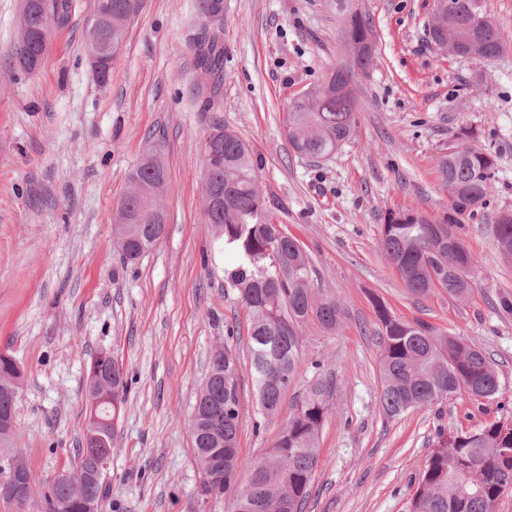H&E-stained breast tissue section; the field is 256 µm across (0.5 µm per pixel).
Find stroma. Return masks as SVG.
Here are the masks:
<instances>
[{"label":"stroma","instance_id":"1","mask_svg":"<svg viewBox=\"0 0 512 512\" xmlns=\"http://www.w3.org/2000/svg\"><path fill=\"white\" fill-rule=\"evenodd\" d=\"M329 0H224V81L203 110L189 38L194 0H142L107 83L89 64L93 0H72L52 21L44 61L20 71L12 53L23 0H0V351L22 373L18 439L36 483L76 461L85 419V370L110 352L129 382L100 512H191L202 494L187 422L225 327L244 311L224 283L231 254L217 249L204 199L203 141L219 122L261 166L271 220L296 238L311 283L335 298L345 323L301 333L303 365L277 415L253 427L257 402L241 364V477L276 442L313 377L332 381L319 462L304 512H406L437 428L473 430L512 417V262L491 227L512 210V0H487L508 48L497 59L437 50L425 25L432 0H359L373 26V67L355 76L356 125L336 154L297 156L288 106L346 60ZM489 147L491 192L461 218L479 265L468 297L409 293L380 242L388 211L443 220L438 173L448 147ZM157 151L168 177L162 241L125 263L112 217L128 174ZM480 348L501 380L492 404L467 393L390 420L378 400L374 303Z\"/></svg>","mask_w":512,"mask_h":512}]
</instances>
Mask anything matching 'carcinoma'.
I'll return each instance as SVG.
<instances>
[{
  "label": "carcinoma",
  "mask_w": 512,
  "mask_h": 512,
  "mask_svg": "<svg viewBox=\"0 0 512 512\" xmlns=\"http://www.w3.org/2000/svg\"><path fill=\"white\" fill-rule=\"evenodd\" d=\"M347 62L312 84L311 96L290 104L288 139L301 157L321 159L349 141L355 126L353 73L374 62L366 52L373 43L369 19L334 0ZM450 7L431 14L429 39L443 33L451 42L468 47L484 61L496 59L505 42L493 23L475 25L479 0H447ZM141 0H94L86 30V49L107 43L121 47L127 23L135 18ZM70 0H23L14 56L25 72L42 63L50 22L64 19ZM195 50L202 78L219 90L224 68V44L219 32H197ZM214 142L218 160L205 158L210 190L224 201L207 208L218 248L231 252L236 263L224 269V280L235 290L245 310L248 356L257 400L254 427L261 430L278 412L301 365V331L314 323L334 332L345 319L342 306L319 296L311 285L310 262L297 239L281 232L266 211L260 188V168L251 146L234 131L212 126L204 143ZM439 176L448 190L450 209L443 221L416 213L389 211L383 225L381 249L400 275L405 288L425 297L440 289L455 299L465 298L477 266L475 256L457 233V216L473 214L483 204L496 175V160L486 147L463 144L439 160ZM165 165L157 156L143 160L128 176L125 189L127 223L113 225L116 246L133 262L157 245L156 225L140 220L146 200L164 190ZM494 240L508 243L500 255L512 261V221L496 220ZM380 322L379 402L383 414L397 418L405 412L439 405L464 391L480 404L494 401L501 383L492 363L474 345L442 334L423 322L395 316L375 301ZM240 328L226 326V341L212 353L208 380L201 388L189 421L196 463L202 473V492L210 498L233 497V512H303L318 459L317 443L328 412L326 385L316 377L281 429L273 448L240 482L239 365L233 343ZM21 372L0 365V459L22 455L13 447L19 414L17 394ZM128 391L123 369L108 352L86 368V417L78 449L74 485L48 481L43 485V512H86V503L100 506L106 496V475L90 473L101 455L112 456ZM512 490V419L501 418L471 431L448 432L440 427L408 512H491ZM34 482L23 485L15 512H26L34 497Z\"/></svg>",
  "instance_id": "carcinoma-1"
}]
</instances>
